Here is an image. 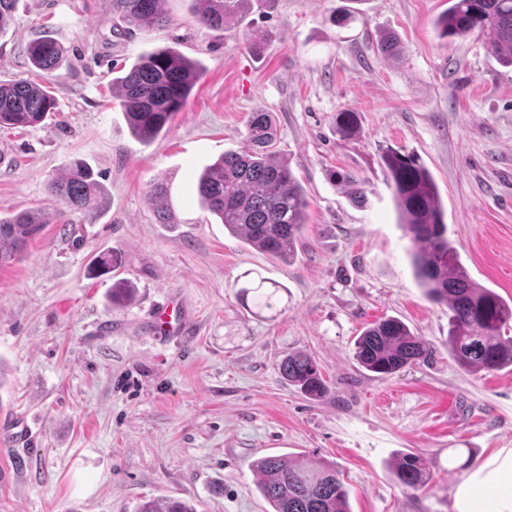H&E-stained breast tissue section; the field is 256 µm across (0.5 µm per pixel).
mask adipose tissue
I'll return each mask as SVG.
<instances>
[{
  "instance_id": "ef3b65f1",
  "label": "adipose tissue",
  "mask_w": 512,
  "mask_h": 512,
  "mask_svg": "<svg viewBox=\"0 0 512 512\" xmlns=\"http://www.w3.org/2000/svg\"><path fill=\"white\" fill-rule=\"evenodd\" d=\"M454 512H512V450L497 453L457 488Z\"/></svg>"
}]
</instances>
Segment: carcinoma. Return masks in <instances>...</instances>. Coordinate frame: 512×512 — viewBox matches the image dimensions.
Listing matches in <instances>:
<instances>
[{"mask_svg":"<svg viewBox=\"0 0 512 512\" xmlns=\"http://www.w3.org/2000/svg\"><path fill=\"white\" fill-rule=\"evenodd\" d=\"M166 2L111 0L112 17L129 26L165 27L170 22ZM194 2L198 25L222 31L234 23L243 6L269 7L275 0ZM448 3L438 21L440 37L476 35L502 65L512 67V0ZM375 49L392 60L402 53L400 41L392 34L381 36ZM28 56L34 68L50 72L59 66L62 49L55 40L44 37L29 44ZM198 77L197 64L165 48L140 55L127 72L113 78V96L119 100L135 138L153 142L181 111ZM55 110V97L39 83L29 79L0 81V126L33 127ZM248 135L247 150L225 152L199 175L202 207L247 245L279 259H293L305 226V192L288 164L271 150L276 129L269 113H252ZM383 161L400 224L412 243L411 263L418 284L429 300L448 306V354L470 373L512 367V304L473 280L461 264L448 238L445 211L431 173L411 156L393 149L386 151ZM332 177L352 201H367L365 180L340 171L332 172ZM48 186L72 212L94 215L102 207L101 186L92 169L80 160L51 176ZM146 202L155 223H178L166 179L157 178L149 185ZM51 222V214L41 208L0 216V267L19 260L31 237ZM94 266L104 274L120 268L122 259L101 254ZM432 356L429 343L395 317L377 320L354 343L358 364L382 377L428 362ZM280 373L311 399L328 393L316 359L305 351L288 353ZM253 469L259 476V491L272 512H351L342 474L332 464L311 465L281 454L257 459ZM393 474L399 484L418 488L428 478L426 460L418 452H400L395 456ZM136 512L196 510L180 500H144Z\"/></svg>","mask_w":512,"mask_h":512,"instance_id":"cac0c4a2","label":"carcinoma"}]
</instances>
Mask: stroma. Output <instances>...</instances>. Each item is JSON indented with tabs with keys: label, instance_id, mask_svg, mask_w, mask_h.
Returning a JSON list of instances; mask_svg holds the SVG:
<instances>
[{
	"label": "stroma",
	"instance_id": "1",
	"mask_svg": "<svg viewBox=\"0 0 512 512\" xmlns=\"http://www.w3.org/2000/svg\"><path fill=\"white\" fill-rule=\"evenodd\" d=\"M354 7L355 18L336 23ZM447 0H277L232 28H200L193 0H169L167 27L114 26L110 0H18L0 33V81L33 77L26 48H64L46 74L55 124L0 127V216L30 207L44 225L20 261L0 268V424L30 436L0 442V512H135L179 499L196 512H266L253 462L297 454L334 464L352 512H452L458 485L512 449V372L471 374L448 354V308L428 300L386 184L387 149L432 173L448 237L471 277L512 302V67L483 40L439 38ZM398 33L401 64L381 57ZM173 46L200 65L182 110L151 143L131 133L111 80L142 53ZM270 112L274 152L309 201L297 257L249 247L202 209L200 172L248 145L251 112ZM358 131L338 132L340 113ZM104 191L98 213L68 211L47 189L73 161ZM369 192L357 206L330 177ZM166 177L177 224H159L147 186ZM126 263L95 278L94 257ZM134 299L112 304L117 280ZM273 283L271 306L249 281ZM173 301L188 333L161 334L150 311ZM405 321L432 363L386 378L353 357L363 328ZM303 350L329 391L288 385L282 359ZM425 454L431 478L401 486L390 463ZM333 180L340 183L345 188V193L349 198L358 204L367 201V185L364 179L348 172L333 171Z\"/></svg>",
	"mask_w": 512,
	"mask_h": 512
}]
</instances>
